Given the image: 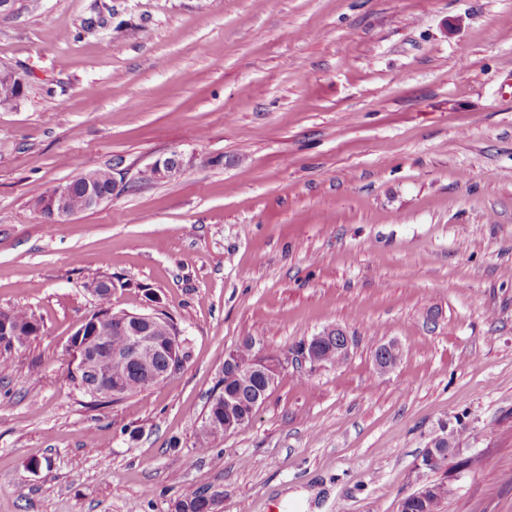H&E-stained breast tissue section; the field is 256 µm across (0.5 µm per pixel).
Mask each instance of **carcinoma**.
Returning <instances> with one entry per match:
<instances>
[{
	"label": "carcinoma",
	"instance_id": "carcinoma-1",
	"mask_svg": "<svg viewBox=\"0 0 512 512\" xmlns=\"http://www.w3.org/2000/svg\"><path fill=\"white\" fill-rule=\"evenodd\" d=\"M19 94L16 85L8 80H0V108L8 109L17 105ZM85 184L83 177L72 180L70 187L69 206L82 210L84 204ZM99 309L90 317L96 326L99 338L105 340L107 349L97 353L94 360L95 374L76 375L73 367H68L65 378L75 384L78 389H84V383L93 384L96 376H101L100 385L107 386L108 376H122L125 380L126 395L140 393L145 390L141 385V376L151 370H159L165 366L163 354L157 353L153 357L144 360H131L125 362L112 357V348L124 344L132 336L145 334L158 340H164L177 329L173 318L165 312L160 313L158 321L150 325L136 326L128 321L127 311L112 307V296L104 292L98 299ZM0 324L8 326L13 334L14 343L0 345V356L7 355L13 350V345L25 344L31 337L38 334L39 321L35 315L23 308L0 310ZM235 366L224 367V378L219 381L220 387L214 389L217 394L223 395V399L217 403V408L224 414H238L249 411L254 392L265 387L266 377L260 371H252L243 374L239 368L251 367L254 350L251 338L246 337L234 348ZM435 493L424 499L413 502L414 512H438V506L442 499L448 495V486L440 481L432 484Z\"/></svg>",
	"mask_w": 512,
	"mask_h": 512
}]
</instances>
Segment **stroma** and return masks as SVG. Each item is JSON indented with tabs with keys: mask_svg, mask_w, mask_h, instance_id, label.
<instances>
[{
	"mask_svg": "<svg viewBox=\"0 0 512 512\" xmlns=\"http://www.w3.org/2000/svg\"><path fill=\"white\" fill-rule=\"evenodd\" d=\"M1 63L28 82L0 109V309L41 330L0 360V512H400L440 480V512H512V0H18ZM101 167L110 201L40 218ZM104 276L188 356L97 406L61 373ZM331 327L344 363L297 358ZM246 336L288 366L200 452ZM445 428L454 463L422 468ZM184 160V155L181 152L159 158L142 170V177L157 182L169 180L181 173L185 163ZM88 173L93 175L95 186L99 190L106 192H99L89 185L85 193L83 177L79 176L72 180L71 187L70 183L66 182L48 190L44 194L37 212L49 222L63 223L65 218L76 214L69 206L82 213L87 211L82 209L83 204L85 209L93 210L111 200L118 190V185L112 176L111 168L94 169L88 171ZM108 190L110 191L107 192Z\"/></svg>",
	"mask_w": 512,
	"mask_h": 512,
	"instance_id": "1",
	"label": "stroma"
}]
</instances>
